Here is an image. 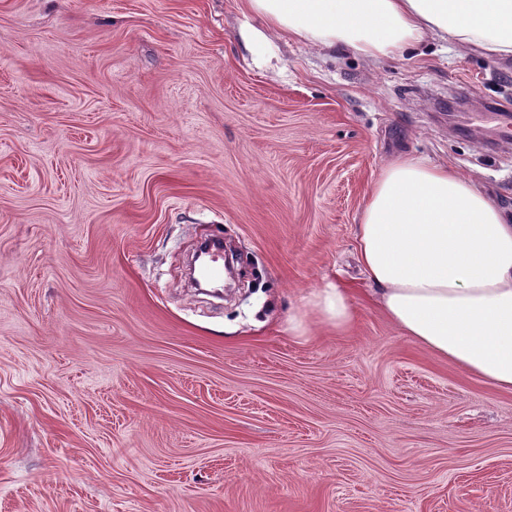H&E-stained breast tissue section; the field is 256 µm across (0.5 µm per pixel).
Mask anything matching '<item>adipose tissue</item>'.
Returning a JSON list of instances; mask_svg holds the SVG:
<instances>
[{"instance_id": "obj_1", "label": "adipose tissue", "mask_w": 512, "mask_h": 512, "mask_svg": "<svg viewBox=\"0 0 512 512\" xmlns=\"http://www.w3.org/2000/svg\"><path fill=\"white\" fill-rule=\"evenodd\" d=\"M270 26L373 60L403 57L428 35L512 58V0H247ZM360 261L405 336L512 392V222L452 165L403 156L374 180L357 226ZM336 328L346 289L309 300Z\"/></svg>"}]
</instances>
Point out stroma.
I'll list each match as a JSON object with an SVG mask.
<instances>
[{"label": "stroma", "instance_id": "1", "mask_svg": "<svg viewBox=\"0 0 512 512\" xmlns=\"http://www.w3.org/2000/svg\"><path fill=\"white\" fill-rule=\"evenodd\" d=\"M502 99L512 58L435 35L376 61L246 0H0V512H512V392L404 336L355 236L401 154L512 217ZM206 237L229 295L186 277ZM309 304L320 319L336 329L346 327L353 319V308L345 288L329 285L314 292Z\"/></svg>", "mask_w": 512, "mask_h": 512}]
</instances>
